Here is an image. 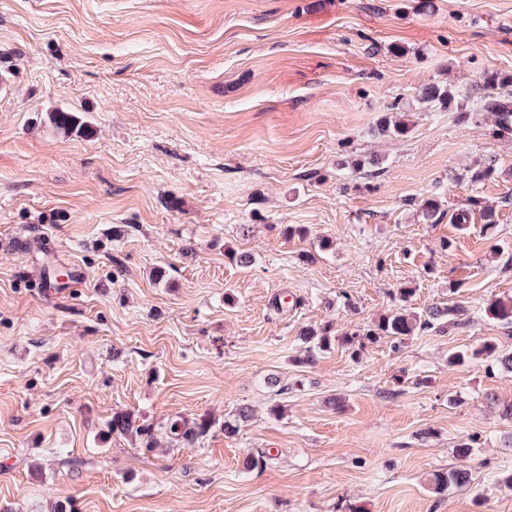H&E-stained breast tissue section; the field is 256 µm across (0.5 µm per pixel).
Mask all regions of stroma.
Masks as SVG:
<instances>
[{"mask_svg": "<svg viewBox=\"0 0 512 512\" xmlns=\"http://www.w3.org/2000/svg\"><path fill=\"white\" fill-rule=\"evenodd\" d=\"M431 4L0 0V512H512V373L448 364L512 353L483 315L512 300V138L400 108L512 75V0ZM390 112L405 137L376 135ZM430 196L468 228L425 221ZM50 260L83 283L49 297ZM408 286L458 325L298 364L303 328L369 327ZM120 410L217 426L146 454L108 434ZM457 465L470 486L432 493ZM499 345L493 339H485L477 346L448 354L449 365H462L471 360H484L499 364L505 369H512V353H501Z\"/></svg>", "mask_w": 512, "mask_h": 512, "instance_id": "1", "label": "stroma"}]
</instances>
